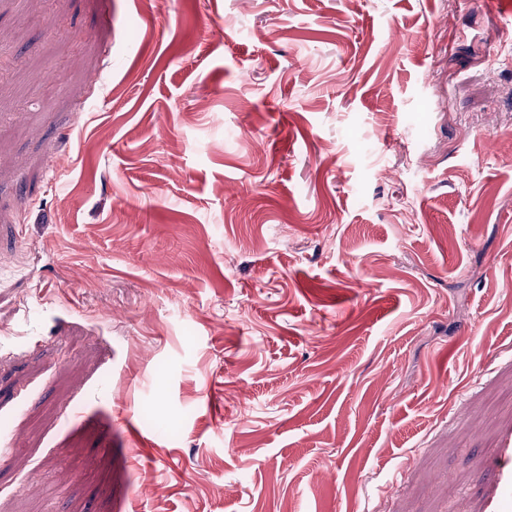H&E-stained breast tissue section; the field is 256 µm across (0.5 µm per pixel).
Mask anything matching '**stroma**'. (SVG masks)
Masks as SVG:
<instances>
[{
  "mask_svg": "<svg viewBox=\"0 0 512 512\" xmlns=\"http://www.w3.org/2000/svg\"><path fill=\"white\" fill-rule=\"evenodd\" d=\"M0 512H507L512 11L0 0Z\"/></svg>",
  "mask_w": 512,
  "mask_h": 512,
  "instance_id": "obj_1",
  "label": "stroma"
}]
</instances>
